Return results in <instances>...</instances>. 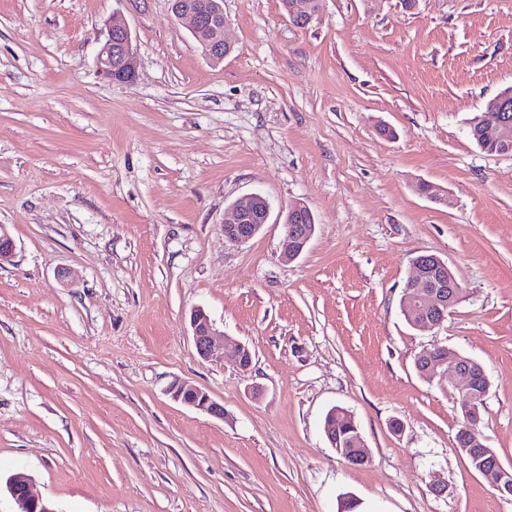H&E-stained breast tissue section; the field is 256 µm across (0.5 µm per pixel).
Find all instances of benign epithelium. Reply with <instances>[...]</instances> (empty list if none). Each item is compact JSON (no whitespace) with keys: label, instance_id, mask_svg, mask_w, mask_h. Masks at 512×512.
<instances>
[{"label":"benign epithelium","instance_id":"7a95c632","mask_svg":"<svg viewBox=\"0 0 512 512\" xmlns=\"http://www.w3.org/2000/svg\"><path fill=\"white\" fill-rule=\"evenodd\" d=\"M172 11L179 19H187L193 37L202 52L213 61L224 59V6L223 0H205L201 5L188 0H171ZM290 15L296 19L297 27L305 28L320 13L315 0H296L290 6ZM137 50L130 27L121 13H116L106 23V37L97 56V70L103 79L109 82H131L137 76ZM512 97V88L499 94L495 100L487 103L489 111L484 117V125L501 132L502 140L508 139L512 122L504 118L501 107ZM270 205L265 197L255 194L243 203L236 205L232 217L224 222V236L232 242H244L254 237L268 223ZM286 256L298 257L307 247L315 232L312 211L306 206H292L285 217ZM15 242L4 225H0V266L12 260ZM413 274L405 289L411 292L405 311L414 307L421 313L410 318L409 324L421 331H429L440 325L447 313L454 308L462 295V288L455 279L448 264L434 254H421L412 261ZM193 340L199 356L205 360L213 356L214 337L218 332L206 314L198 310L191 318ZM454 372L461 381L463 395L461 407L465 419L477 417V399L473 389L482 367L475 361L466 360L459 354L452 355ZM223 360L241 371H247L252 364L249 348L236 341L225 344ZM447 358L432 351L425 356V372L430 379L441 375V369ZM172 397L182 404L207 413L216 418H224V405L213 400L210 395L197 387L177 384L170 389ZM347 429L343 422L327 420L324 425L328 441L351 465L358 466L369 460L367 448L361 434L343 442L341 433ZM459 445L463 451L474 457L479 473L485 476L503 497L512 496V473L504 469L497 455L482 447L476 429L470 425L462 429ZM8 490L18 506V512H55L52 505L35 495L31 489L30 478L18 473L9 478Z\"/></svg>","mask_w":512,"mask_h":512}]
</instances>
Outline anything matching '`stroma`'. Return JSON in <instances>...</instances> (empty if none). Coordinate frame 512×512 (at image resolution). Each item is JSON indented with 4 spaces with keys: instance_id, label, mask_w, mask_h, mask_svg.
<instances>
[{
    "instance_id": "1",
    "label": "stroma",
    "mask_w": 512,
    "mask_h": 512,
    "mask_svg": "<svg viewBox=\"0 0 512 512\" xmlns=\"http://www.w3.org/2000/svg\"><path fill=\"white\" fill-rule=\"evenodd\" d=\"M116 10L131 84L97 72ZM224 17L215 64L171 0H0V512L16 473L55 512H512L456 447L453 369L414 367L437 346L483 365L476 429L512 470V154L469 135L512 86V0H323L305 29L281 0H224ZM253 193L268 222L229 241ZM298 204L316 229L287 261ZM425 253L463 288L429 332L403 315ZM198 308L249 371L198 356ZM178 380L224 417L173 400ZM335 407L364 465L328 442ZM223 360L240 371H247L252 364V354L246 345L228 341L224 347ZM335 409H332L327 416ZM326 416V417H327ZM331 417L335 418V421L331 420ZM336 417L340 419H344L346 417V414L336 408V411H333L331 413V416L327 419L326 424L324 425L325 434L327 436L328 441L330 444L335 448L336 451L339 452L342 457L353 466H358L366 463L369 460V449L367 448L364 440L361 437V434L357 431V427L353 424V428H349V433L346 435L347 437L351 438L355 433L354 438H351L348 441H341V433L342 429L343 431L348 429V426H345L343 422L337 421L336 423ZM349 444V448H341L342 445Z\"/></svg>"
}]
</instances>
